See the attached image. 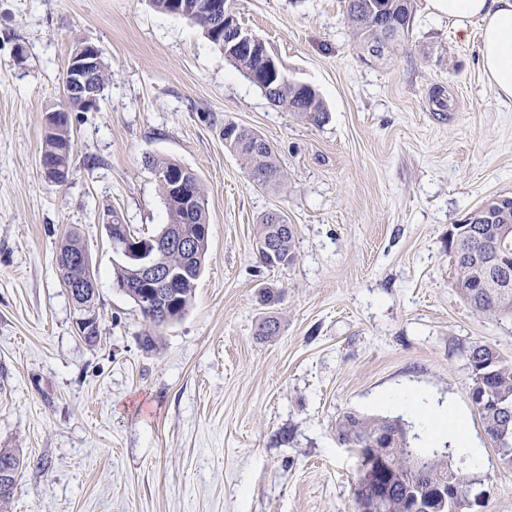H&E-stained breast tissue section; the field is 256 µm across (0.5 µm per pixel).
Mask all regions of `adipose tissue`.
<instances>
[{"label":"adipose tissue","mask_w":512,"mask_h":512,"mask_svg":"<svg viewBox=\"0 0 512 512\" xmlns=\"http://www.w3.org/2000/svg\"><path fill=\"white\" fill-rule=\"evenodd\" d=\"M457 25L481 24L480 65L499 96L512 98V0H429Z\"/></svg>","instance_id":"adipose-tissue-1"}]
</instances>
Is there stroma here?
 Returning <instances> with one entry per match:
<instances>
[{
	"label": "stroma",
	"instance_id": "1",
	"mask_svg": "<svg viewBox=\"0 0 512 512\" xmlns=\"http://www.w3.org/2000/svg\"><path fill=\"white\" fill-rule=\"evenodd\" d=\"M233 8L319 92L323 122L272 106L152 0H0V448L25 457L0 512H354L345 412L400 419L419 448L449 444L383 404L396 393L436 422L453 409L479 448L469 512H512V469L468 397L473 345L512 362V315L460 297L448 244L486 198L512 196V101L482 75L479 22L458 28L415 0L404 50L372 61L342 0ZM84 42L112 79L96 109L69 113L71 166L55 184L39 166L47 115ZM228 121L268 142L284 185L252 183L224 145ZM152 157L200 178L209 249L188 312L148 349L103 220L146 236L167 224ZM270 212L294 227L292 264L256 256ZM71 231L97 281L94 346L56 268ZM263 288L279 294L268 339Z\"/></svg>",
	"mask_w": 512,
	"mask_h": 512
}]
</instances>
